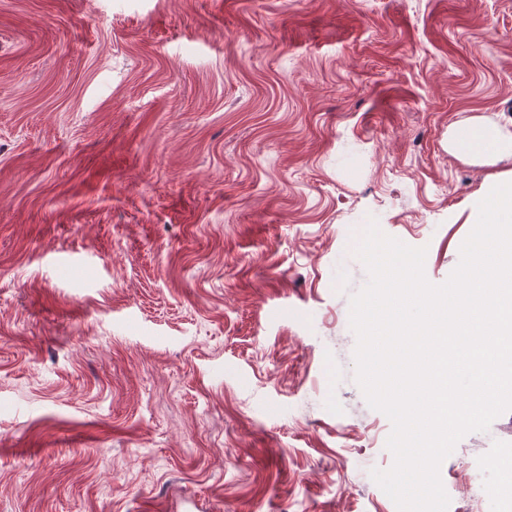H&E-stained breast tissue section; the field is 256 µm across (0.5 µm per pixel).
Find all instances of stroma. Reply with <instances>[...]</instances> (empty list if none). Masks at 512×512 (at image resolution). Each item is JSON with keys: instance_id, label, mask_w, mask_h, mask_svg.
<instances>
[{"instance_id": "1", "label": "stroma", "mask_w": 512, "mask_h": 512, "mask_svg": "<svg viewBox=\"0 0 512 512\" xmlns=\"http://www.w3.org/2000/svg\"><path fill=\"white\" fill-rule=\"evenodd\" d=\"M469 116L512 123V0H0V512H397L354 249L448 279L512 172ZM470 137L459 143L452 135L448 139L449 149L458 157L469 161H481L494 165L512 158V129L481 117L465 121Z\"/></svg>"}]
</instances>
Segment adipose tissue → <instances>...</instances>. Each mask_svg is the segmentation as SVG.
I'll use <instances>...</instances> for the list:
<instances>
[{"label": "adipose tissue", "instance_id": "1", "mask_svg": "<svg viewBox=\"0 0 512 512\" xmlns=\"http://www.w3.org/2000/svg\"><path fill=\"white\" fill-rule=\"evenodd\" d=\"M465 124L470 131L468 141H448L449 149L458 157L490 165L512 158L511 128L481 117L466 119Z\"/></svg>", "mask_w": 512, "mask_h": 512}]
</instances>
